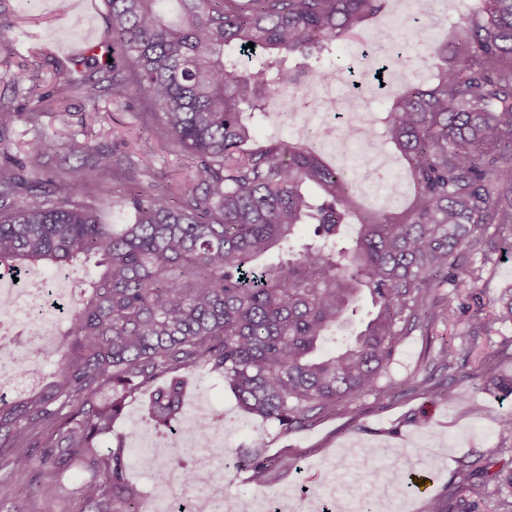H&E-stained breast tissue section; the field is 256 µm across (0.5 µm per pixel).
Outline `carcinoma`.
<instances>
[{
  "label": "carcinoma",
  "mask_w": 512,
  "mask_h": 512,
  "mask_svg": "<svg viewBox=\"0 0 512 512\" xmlns=\"http://www.w3.org/2000/svg\"><path fill=\"white\" fill-rule=\"evenodd\" d=\"M169 2L104 0L103 39L65 68L56 100H139V122L184 155L181 168L140 166L72 134L61 149L90 161L93 184L39 153L0 164V269L85 271L48 352L52 369L0 398V458L36 481L14 512H41L75 464L90 474L78 512H141L125 439L98 448L126 398L161 378L145 412L171 426L187 385L179 372L192 366L223 377L245 412L287 429L386 392L398 343L454 312L435 290L463 293L465 254L498 248L474 232L512 226V0H484L453 53L433 48V80L408 78L393 97L384 134L412 188L396 213L358 204L349 174L300 137L250 145L255 118L382 0H176V22ZM8 78L28 94L26 119L38 126L50 95L37 74ZM11 119L0 103V158L12 154ZM105 208L131 222L105 223ZM302 224L314 225V239L298 242ZM272 253L283 258L270 263ZM489 318L511 323L512 297ZM465 352L446 343L436 364L451 370ZM483 383L512 395V377L494 365ZM293 464L290 455L236 459L273 498L275 473ZM489 467L468 465L462 491L512 486V470Z\"/></svg>",
  "instance_id": "cac0c4a2"
}]
</instances>
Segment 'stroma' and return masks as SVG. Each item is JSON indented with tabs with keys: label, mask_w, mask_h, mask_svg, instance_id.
Masks as SVG:
<instances>
[{
	"label": "stroma",
	"mask_w": 512,
	"mask_h": 512,
	"mask_svg": "<svg viewBox=\"0 0 512 512\" xmlns=\"http://www.w3.org/2000/svg\"><path fill=\"white\" fill-rule=\"evenodd\" d=\"M448 4L447 14L437 15L429 22L433 30L429 45L412 43L405 48L399 61L405 76L428 81V46L439 45L449 37L451 27L469 21L480 10L483 0H448ZM105 28L103 0H69L64 10L59 9L58 0H0V35L13 42V64L37 66L40 75L51 83L56 81L59 69L68 64L63 47L82 45L87 31L100 36ZM369 36L366 29L346 34L330 54L318 61V68H368L364 50ZM35 44L47 49L45 60H33L29 49ZM0 97L15 109L7 133L18 155L37 150L43 153L45 161L58 163L63 152L55 134L64 127L78 139L88 140L92 147L128 153L133 161L157 170L173 169L183 159L182 154L169 149L151 132L142 130L134 109L112 103L109 97L94 103L82 98L67 99L63 108L50 110L40 127L34 129L19 111L24 100L13 96L2 64ZM389 104V96L378 94L368 109L376 132L373 145L382 149L387 160L370 177L384 183L406 173L402 157L383 136L381 120ZM499 240L501 247L491 257L468 254L466 268L473 278L458 315L451 321L416 329L398 345L389 368V377L395 384L393 392L362 397L342 405L335 414L310 427L287 433L276 422L244 414L223 378L207 368L195 367L189 371L193 386L186 394L184 415L201 408L229 430L231 436L224 446L228 455L254 449L270 454L289 451L296 466L280 473L278 486L296 493L318 492L322 463L337 458L341 449L353 444L374 447L368 466L387 467L400 458L402 449L420 442L431 443L439 446L440 451L430 462H422L417 456L412 459L414 469L428 478L427 491L420 495L405 489V512H432L436 505L444 512H464L463 506L451 504L448 497L451 484L461 478L462 461L474 454L499 467L512 465V433L500 427L502 417L512 411V396L506 398L497 391L479 388L482 370L488 362L498 363L502 374L512 376V354L502 349L505 342L512 340V323L489 322L475 335L471 334L469 323L473 310H494L499 298L512 289V229L503 230ZM448 337L469 348L466 361L458 363L452 371L461 395L454 405L418 388L422 368L436 358L443 339ZM420 420L429 421V430L417 428Z\"/></svg>",
	"instance_id": "35a3bbf8"
}]
</instances>
